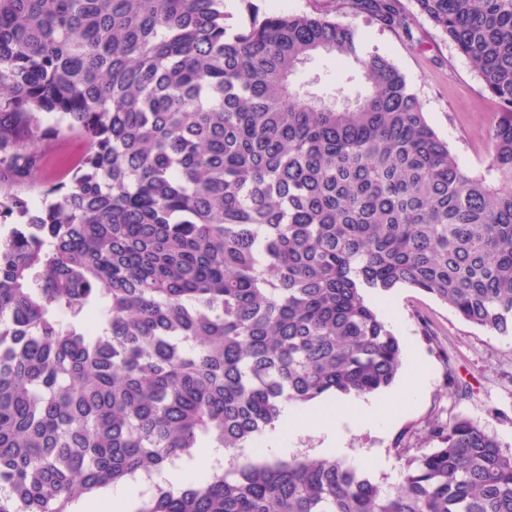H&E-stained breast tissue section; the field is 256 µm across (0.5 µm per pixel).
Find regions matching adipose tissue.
Segmentation results:
<instances>
[{"label": "adipose tissue", "instance_id": "1", "mask_svg": "<svg viewBox=\"0 0 512 512\" xmlns=\"http://www.w3.org/2000/svg\"><path fill=\"white\" fill-rule=\"evenodd\" d=\"M426 379L423 365L414 359L410 362L408 382L399 394L383 399L331 396L311 409L286 405L281 423L266 433L264 447L268 454L284 455L289 451L290 439L312 434L321 438L324 452L342 451L348 430L384 427L405 401L423 387Z\"/></svg>", "mask_w": 512, "mask_h": 512}]
</instances>
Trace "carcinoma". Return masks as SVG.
<instances>
[{
  "instance_id": "1",
  "label": "carcinoma",
  "mask_w": 512,
  "mask_h": 512,
  "mask_svg": "<svg viewBox=\"0 0 512 512\" xmlns=\"http://www.w3.org/2000/svg\"><path fill=\"white\" fill-rule=\"evenodd\" d=\"M411 35L400 0H340ZM497 106L464 170L406 76L330 13L225 0H0V512H512V455L460 417L388 490L339 454L269 456L287 404L392 385L366 295L414 288L512 339V0H413ZM359 70L343 107L299 79ZM85 138L30 206L48 131ZM210 444L229 465L158 480ZM303 71V80L320 76L319 87L326 92H333L335 87L336 96L339 90H343V95L354 96L366 86L362 75L350 67L341 68L336 76V63L329 56L315 57ZM143 486L139 483L125 482L112 486L100 494L94 504L97 512H129L132 502L139 497Z\"/></svg>"
}]
</instances>
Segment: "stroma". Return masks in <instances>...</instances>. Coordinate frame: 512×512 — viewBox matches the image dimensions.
<instances>
[{"label":"stroma","mask_w":512,"mask_h":512,"mask_svg":"<svg viewBox=\"0 0 512 512\" xmlns=\"http://www.w3.org/2000/svg\"><path fill=\"white\" fill-rule=\"evenodd\" d=\"M414 16L413 34L382 27L366 14L350 9L336 12L338 21L351 25L361 44L386 54L404 73L421 101L429 124L447 139L458 163L476 169L485 162L483 145L488 118L495 106L484 97L477 71L465 57L422 16L412 0H400ZM304 78L320 77L324 91L339 89L352 96L365 80L349 67L337 68L327 56L315 57L304 69ZM44 160L31 183L19 192L36 203L47 187L61 180L68 163L85 150L83 137L62 132L39 143ZM399 320L394 333L407 337L423 361L430 380L411 407L382 431L349 432L346 460L367 469L374 482L398 486L407 460L427 447V429L434 420L465 417L477 423L512 454V339L472 325L435 297L411 288L391 293ZM468 384L467 395L447 386L448 374Z\"/></svg>","instance_id":"1"}]
</instances>
